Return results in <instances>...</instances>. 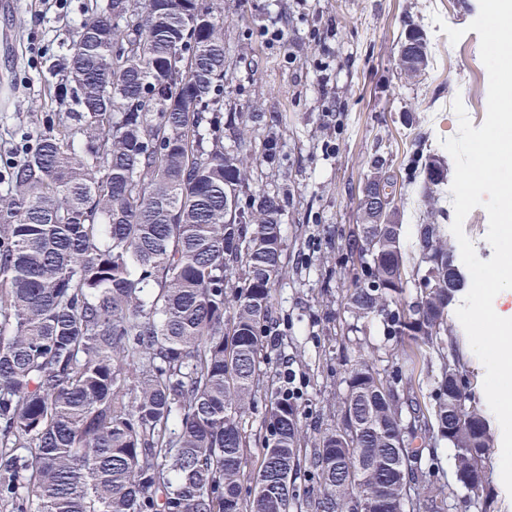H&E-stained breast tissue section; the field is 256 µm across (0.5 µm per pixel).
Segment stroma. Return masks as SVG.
<instances>
[{
    "mask_svg": "<svg viewBox=\"0 0 512 512\" xmlns=\"http://www.w3.org/2000/svg\"><path fill=\"white\" fill-rule=\"evenodd\" d=\"M85 0H0V158L12 156L22 129L32 127V103L55 108L47 95L50 57L59 55L81 20ZM224 47L230 75L224 109L259 113L260 135L275 134L277 168L264 170L269 190H287L282 215L287 276L273 294L279 342L262 366L264 384L280 387V367L289 364L301 390L300 427L314 447L317 426L334 421L346 386L345 347L350 320L343 297L350 284L339 258L349 226L358 223V191L375 156L395 178L408 274L416 272L413 213L422 211L421 181H407L415 146L445 156L444 139L456 135L451 108L461 98L473 127L487 114L488 73L480 39L470 31L479 0H223ZM271 19L287 24L283 42L269 43L259 27ZM427 42L429 68L419 80L399 74L400 46L408 23ZM464 29L450 43L443 26ZM448 320L459 343L467 395L480 409L488 403L485 369L472 351L456 314ZM269 400L259 397L248 416L251 436L244 484L253 486L263 457L261 440ZM490 448L483 475L491 512H512V495L500 478L502 430L490 417ZM455 451L446 444L424 449L425 487L442 488L444 512H480L465 499L455 477Z\"/></svg>",
    "mask_w": 512,
    "mask_h": 512,
    "instance_id": "35a3bbf8",
    "label": "stroma"
}]
</instances>
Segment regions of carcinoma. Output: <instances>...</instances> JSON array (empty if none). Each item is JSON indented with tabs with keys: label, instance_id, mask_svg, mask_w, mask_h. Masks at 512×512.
<instances>
[{
	"label": "carcinoma",
	"instance_id": "obj_1",
	"mask_svg": "<svg viewBox=\"0 0 512 512\" xmlns=\"http://www.w3.org/2000/svg\"><path fill=\"white\" fill-rule=\"evenodd\" d=\"M56 67L64 111L23 134L0 192V506L288 512L304 462L311 512H358L361 491L383 512H441L435 495L410 502L420 449L408 439L451 445L460 475L482 470L470 449L490 447L482 411L452 399L454 360L407 425L402 376L364 354L348 361L336 422L306 459L297 405L276 390L243 493L244 418L278 342L284 197L251 174L275 164L277 141L254 147L244 116L224 112L222 0H93ZM416 161L428 207L414 281L401 279L397 222L349 228L342 259L345 312L408 339L388 356L409 365L448 343L456 295L444 179L428 184L435 157Z\"/></svg>",
	"mask_w": 512,
	"mask_h": 512
}]
</instances>
